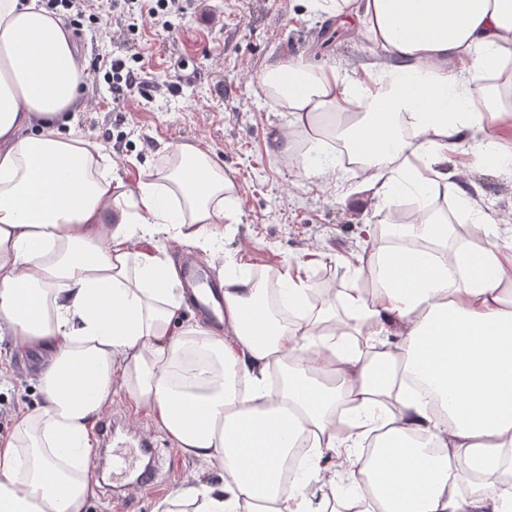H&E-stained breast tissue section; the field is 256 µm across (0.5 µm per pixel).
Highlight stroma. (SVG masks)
I'll use <instances>...</instances> for the list:
<instances>
[{
	"mask_svg": "<svg viewBox=\"0 0 512 512\" xmlns=\"http://www.w3.org/2000/svg\"><path fill=\"white\" fill-rule=\"evenodd\" d=\"M70 35L86 63L112 56H139L146 81L115 111L106 83H85L77 100V128L97 136L111 152L126 187L157 161L165 143H187L208 151L235 182L239 208L224 230L225 255L246 262L250 272L277 269L293 258L327 254L309 276L325 288L343 291L353 279L349 262L383 217L367 174L350 171L342 180L306 175L299 160L277 155L278 134L288 113L263 99L258 75L268 66L303 56L314 66L361 71L375 59L365 37L326 15L306 10L303 0H187L174 28L144 22L131 31L118 19H82ZM180 76L182 91L166 85ZM435 167L474 197L491 215L502 236H512V172L473 162L452 150ZM0 364L9 383L0 388V440L13 431L18 408L42 401L36 380V351L21 350L0 336ZM130 429L155 446L161 469L154 486L129 495L133 512H153L160 499L186 483L220 481L219 470L182 453L131 401L114 397Z\"/></svg>",
	"mask_w": 512,
	"mask_h": 512,
	"instance_id": "35a3bbf8",
	"label": "stroma"
}]
</instances>
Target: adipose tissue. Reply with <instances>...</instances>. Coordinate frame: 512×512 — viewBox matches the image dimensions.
Segmentation results:
<instances>
[{
	"label": "adipose tissue",
	"mask_w": 512,
	"mask_h": 512,
	"mask_svg": "<svg viewBox=\"0 0 512 512\" xmlns=\"http://www.w3.org/2000/svg\"><path fill=\"white\" fill-rule=\"evenodd\" d=\"M305 6L354 21L380 59L356 77L301 56L262 71L264 98L291 117L281 154L339 141L375 197L408 191L417 209L389 214L354 266L369 290L317 287L301 259L260 276L227 263L218 329L182 321L179 266L139 242L216 253L233 179L167 143L127 189L76 128L85 64L69 33L36 0H0V335L38 351L43 394L0 440V512H86L92 427L117 393L224 473L154 512H310L315 482L332 487L319 512H450L463 482L512 512V242L432 165L476 130L474 158L512 169L499 140L512 102L488 81L512 78V0ZM456 218L474 238L453 235Z\"/></svg>",
	"instance_id": "obj_1"
}]
</instances>
